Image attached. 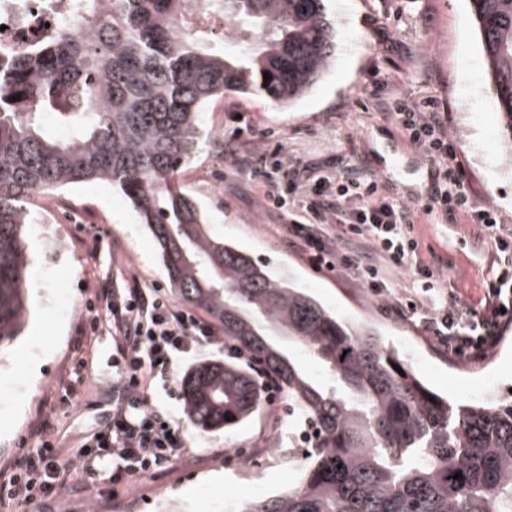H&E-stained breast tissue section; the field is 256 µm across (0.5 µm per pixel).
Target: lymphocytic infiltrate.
<instances>
[{"label": "lymphocytic infiltrate", "mask_w": 512, "mask_h": 512, "mask_svg": "<svg viewBox=\"0 0 512 512\" xmlns=\"http://www.w3.org/2000/svg\"><path fill=\"white\" fill-rule=\"evenodd\" d=\"M389 114L409 141L435 160L436 181L426 200L407 205L385 195L369 176L299 178L287 170L277 144L267 152L268 164L254 170L265 189V204L281 213L292 215L299 208L309 214V221L289 224L288 237L311 265L354 269L374 295L389 299L391 311L415 318L425 335L450 355L481 359L497 345L503 325L512 322V229L501 224L496 210L474 202L445 115L433 99H394ZM436 214L479 225L492 249L478 306L461 305L454 290L420 257L414 224L419 216ZM392 267L409 270V292H400L389 280ZM100 296L111 302L116 351L129 357L125 373L113 385L119 397L112 403L109 423L94 435L91 451L75 462L42 442L15 474L0 480V506L8 503L28 512L71 480L87 481L107 472L117 483L124 475L170 463L184 447L182 436L158 417L145 393L199 347L220 343L215 327L192 310L173 308L157 288H129L117 301L108 288Z\"/></svg>", "instance_id": "f902f5d3"}]
</instances>
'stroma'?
Here are the masks:
<instances>
[{
	"label": "stroma",
	"instance_id": "1",
	"mask_svg": "<svg viewBox=\"0 0 512 512\" xmlns=\"http://www.w3.org/2000/svg\"><path fill=\"white\" fill-rule=\"evenodd\" d=\"M338 21L336 56L320 82L292 106L258 94H225L201 114L204 143L178 171L185 193L205 210L214 237L233 243L277 279L303 288L343 320L380 330L387 346L433 391L468 404L492 384L494 402L512 400V324L495 349L471 362L427 339L409 318L387 310L353 271L318 270L288 241L289 219L263 205L262 189L242 159L258 160L281 143L290 169L312 177L372 174L391 168L387 193L414 204L410 187L434 161L409 142L385 113L390 96L430 97L448 116V133L477 204L512 225V161L499 142L501 118L487 90L485 63L466 0H328ZM395 82L384 85L387 75ZM248 129L235 147L224 144L231 114ZM25 230L27 327L0 356V474L39 447L32 429L50 418L58 454L75 459L102 430L112 409V380L125 363L112 346L102 287L113 293L141 285L167 288L159 249L130 205L110 187L80 183L35 197ZM422 259L439 268L462 302L478 305L489 272L478 256L477 228L463 220L418 224ZM229 349L202 347L179 362L172 379L148 390L157 408L186 442L168 465L128 475L126 484L100 479L95 492L76 482L30 512H218L225 496L238 507L286 489L297 469L274 463L277 447L306 450L311 442L285 390L264 399L241 422L202 432L187 417L181 396L196 363L229 357ZM39 365L30 375L29 362Z\"/></svg>",
	"mask_w": 512,
	"mask_h": 512
}]
</instances>
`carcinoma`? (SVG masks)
Masks as SVG:
<instances>
[{
  "mask_svg": "<svg viewBox=\"0 0 512 512\" xmlns=\"http://www.w3.org/2000/svg\"><path fill=\"white\" fill-rule=\"evenodd\" d=\"M467 2L511 145L512 0ZM200 12L224 15V45ZM1 51L0 354L26 313L28 200L105 184L152 233L175 294L257 358L318 432L298 483L245 512H512V403L454 405L408 369L398 373L374 328L338 319L212 236L176 182L198 150L208 102L259 93L290 106L313 89L336 53L325 0H111L21 51ZM269 328L317 359L324 381L269 342ZM182 393L202 431L234 425L262 401L250 372L228 360L195 366Z\"/></svg>",
  "mask_w": 512,
  "mask_h": 512,
  "instance_id": "cac0c4a2",
  "label": "carcinoma"
}]
</instances>
